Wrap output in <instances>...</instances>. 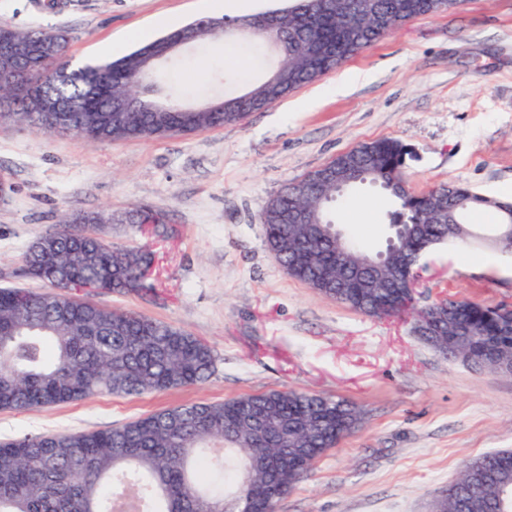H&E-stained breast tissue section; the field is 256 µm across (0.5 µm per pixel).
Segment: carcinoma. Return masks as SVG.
<instances>
[{"label": "carcinoma", "mask_w": 512, "mask_h": 512, "mask_svg": "<svg viewBox=\"0 0 512 512\" xmlns=\"http://www.w3.org/2000/svg\"><path fill=\"white\" fill-rule=\"evenodd\" d=\"M363 0H294L290 6L256 12L239 22L260 18L269 33L289 38L279 64L292 86L271 99L275 103L314 82L321 72L318 52L330 51L341 65L371 44L396 31L406 19L434 16L458 8L463 0H374L385 18L378 25L361 9ZM326 13L319 33L300 27L306 15ZM173 30L116 59L75 66L68 53L66 30L22 28L0 20V32L15 42L20 61L17 81L0 86V104L19 114L34 132L54 133L55 113L44 112L43 99H80L85 111L69 112L87 143L149 140L188 136L239 123L229 112H186L177 97L162 95L159 81L136 71L135 59ZM139 102L135 112H113L114 99ZM344 160L357 180L342 190L336 182L308 173L287 183L258 216L267 247L277 250L288 275L350 309L382 317L407 310L396 288L367 294L351 285L336 233L313 235L303 224H284L278 216L305 208L318 224H332L336 198L365 183L396 199L390 224H418L420 232L382 254L388 260L403 251L412 267L438 245L466 243L451 229H474L476 212L512 205L450 182L427 192L396 191L412 151L393 138L361 142L325 166ZM133 224L159 223L150 207L129 211ZM112 216L98 214L96 224L61 229L40 236L23 254L28 272L55 288L92 283L107 291L144 287L149 257L144 247H114L106 240ZM438 333H419L433 347L455 338L459 322L469 336L458 346L465 356L486 367L512 359V335L500 334L496 313L468 299L439 306ZM215 355L188 331L155 319L62 294L21 288L0 289V411L23 412L87 400L102 393L140 395L202 384L214 370ZM361 423L360 411L345 400L297 391H269L228 398L222 403L177 405L98 431L52 432L0 441V512H116L126 497L136 512H276L271 485L287 496L314 462ZM279 458L277 468L249 469L251 463ZM467 467L512 475V450L488 452ZM453 491L440 496L437 512H497L499 486L479 482L463 472Z\"/></svg>", "instance_id": "cac0c4a2"}]
</instances>
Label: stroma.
I'll use <instances>...</instances> for the list:
<instances>
[{
    "label": "stroma",
    "instance_id": "stroma-1",
    "mask_svg": "<svg viewBox=\"0 0 512 512\" xmlns=\"http://www.w3.org/2000/svg\"><path fill=\"white\" fill-rule=\"evenodd\" d=\"M0 0L19 27L69 29L76 63L124 51L155 18L178 25L204 16L206 0ZM278 57L225 59L207 43L174 59L166 82L190 104L206 84L243 91ZM365 74L349 80L352 71ZM389 137L417 158L405 176L415 192L462 182L512 198V0H464L415 18L342 67L241 123L189 137L90 145L69 136L0 127V288L48 291L22 255L53 232L63 212L111 214L107 241L147 246V287L97 291L99 306L144 315L207 342L209 380L137 397L99 395L28 412L0 411V440L96 431L174 405L295 390L343 398L361 425L326 451L278 512H432L435 497L472 459L512 449V376L440 354L413 330V316L371 317L289 277L264 242L258 216L285 183L362 141ZM165 215L151 229L128 223L131 208ZM391 199L363 186L339 197L336 224L368 253L385 246ZM458 247L422 261L416 307L441 298L512 305V257L463 266Z\"/></svg>",
    "mask_w": 512,
    "mask_h": 512
}]
</instances>
